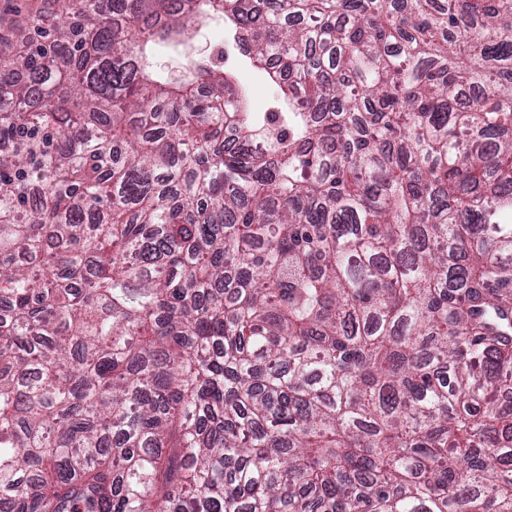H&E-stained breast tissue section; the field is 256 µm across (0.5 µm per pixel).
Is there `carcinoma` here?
Returning <instances> with one entry per match:
<instances>
[{
    "label": "carcinoma",
    "mask_w": 512,
    "mask_h": 512,
    "mask_svg": "<svg viewBox=\"0 0 512 512\" xmlns=\"http://www.w3.org/2000/svg\"><path fill=\"white\" fill-rule=\"evenodd\" d=\"M101 2L0 50V512H512V0ZM227 43L224 42V25L221 21H213L202 27L186 48L179 46H161L155 54L154 61L158 67L170 74H178L183 70L188 56L211 53L217 54L224 48V66L233 69L240 86L249 92L248 104L251 112H262L268 101L276 94L273 85L265 74L250 67L237 50H232L226 57Z\"/></svg>",
    "instance_id": "1"
}]
</instances>
